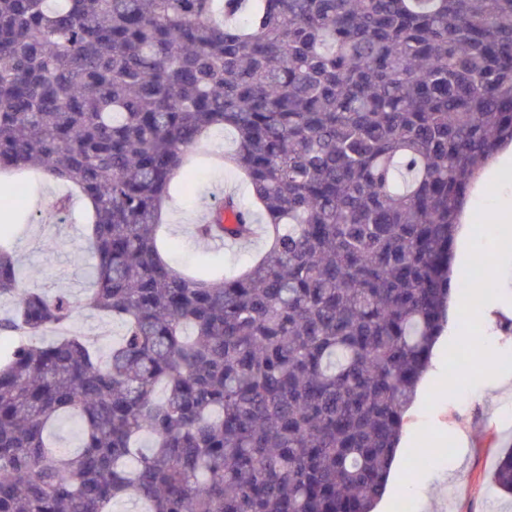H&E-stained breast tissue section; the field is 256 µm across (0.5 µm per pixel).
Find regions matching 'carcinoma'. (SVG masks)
<instances>
[{
    "label": "carcinoma",
    "instance_id": "cac0c4a2",
    "mask_svg": "<svg viewBox=\"0 0 512 512\" xmlns=\"http://www.w3.org/2000/svg\"><path fill=\"white\" fill-rule=\"evenodd\" d=\"M215 129L253 202L195 235L261 224L265 251L186 274L161 210ZM508 144L512 0H0V173L89 202L84 305L122 324L106 353L30 341L73 302L20 288L0 229V512H373ZM493 478L512 494V448ZM76 426L69 420H63L59 425L52 429V441L61 449L73 450L76 446Z\"/></svg>",
    "mask_w": 512,
    "mask_h": 512
}]
</instances>
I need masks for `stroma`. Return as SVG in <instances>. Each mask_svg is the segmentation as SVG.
Wrapping results in <instances>:
<instances>
[{"mask_svg":"<svg viewBox=\"0 0 512 512\" xmlns=\"http://www.w3.org/2000/svg\"><path fill=\"white\" fill-rule=\"evenodd\" d=\"M29 190L20 206L37 214L38 222L13 224L9 231L17 241L16 254L22 268L24 288L54 294L68 291L80 304L71 320L69 333L89 338L100 349L118 341L119 321L83 306L88 286L87 239L84 208L73 202L68 215L54 214V198L69 193L70 185L32 174ZM492 191L470 196L466 213L477 231L473 244L472 266L481 275L498 283L495 294L502 309L495 321L480 324L477 341L469 352L473 365L462 366L456 358L461 341L463 317L472 312L469 305L449 312L447 325L436 343L428 370L419 384L416 398L406 414L397 461L405 475L403 485L389 489L386 512H401L404 498H412L415 512H512V496L501 492L492 480L500 453L512 448V395L496 390L504 374H512V266L485 264L486 213L512 204V163L501 164L491 173ZM233 192L244 200L252 195L247 181L229 167L202 165L193 187L177 192L165 211L160 241L166 259L181 270L192 266L218 265L235 274L251 263L264 248L263 238L226 250L213 248L194 234L202 210L213 195ZM503 357L502 365L487 370L482 362L485 349ZM466 368L469 381L457 387L459 368ZM468 440V452H456L458 437ZM428 439L437 453L430 467L416 468L417 440Z\"/></svg>","mask_w":512,"mask_h":512,"instance_id":"obj_1","label":"stroma"}]
</instances>
